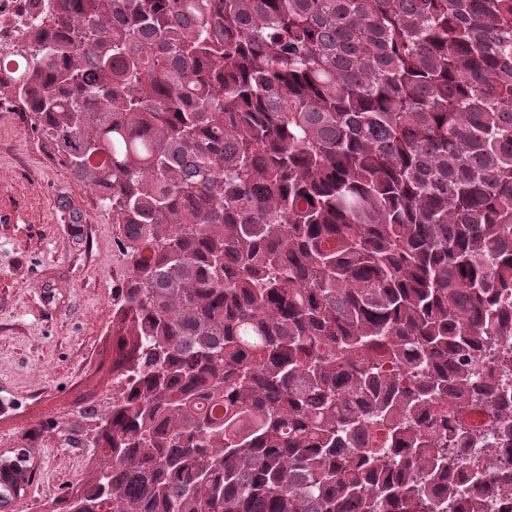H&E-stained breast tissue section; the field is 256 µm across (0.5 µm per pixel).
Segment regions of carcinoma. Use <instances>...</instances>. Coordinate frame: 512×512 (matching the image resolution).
Instances as JSON below:
<instances>
[{"label":"carcinoma","instance_id":"obj_1","mask_svg":"<svg viewBox=\"0 0 512 512\" xmlns=\"http://www.w3.org/2000/svg\"><path fill=\"white\" fill-rule=\"evenodd\" d=\"M25 8L0 110L101 194L123 267L65 512L512 499L485 463L512 352L484 349L512 336V0Z\"/></svg>","mask_w":512,"mask_h":512}]
</instances>
